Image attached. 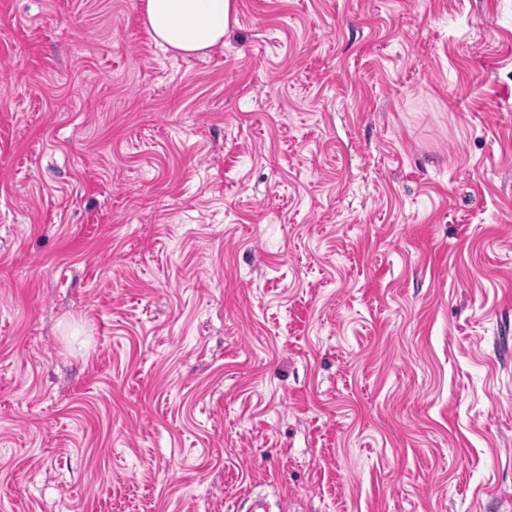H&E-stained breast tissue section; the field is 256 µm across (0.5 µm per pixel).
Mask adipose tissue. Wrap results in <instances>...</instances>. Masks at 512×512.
Segmentation results:
<instances>
[{"label": "adipose tissue", "mask_w": 512, "mask_h": 512, "mask_svg": "<svg viewBox=\"0 0 512 512\" xmlns=\"http://www.w3.org/2000/svg\"><path fill=\"white\" fill-rule=\"evenodd\" d=\"M235 16V0H145L144 4L155 42L184 56L222 43Z\"/></svg>", "instance_id": "ef3b65f1"}]
</instances>
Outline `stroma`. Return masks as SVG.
Here are the masks:
<instances>
[{"mask_svg": "<svg viewBox=\"0 0 512 512\" xmlns=\"http://www.w3.org/2000/svg\"><path fill=\"white\" fill-rule=\"evenodd\" d=\"M0 0V512H512V0ZM235 16V0H145L144 4L155 42L183 56L222 43Z\"/></svg>", "mask_w": 512, "mask_h": 512, "instance_id": "obj_1", "label": "stroma"}]
</instances>
